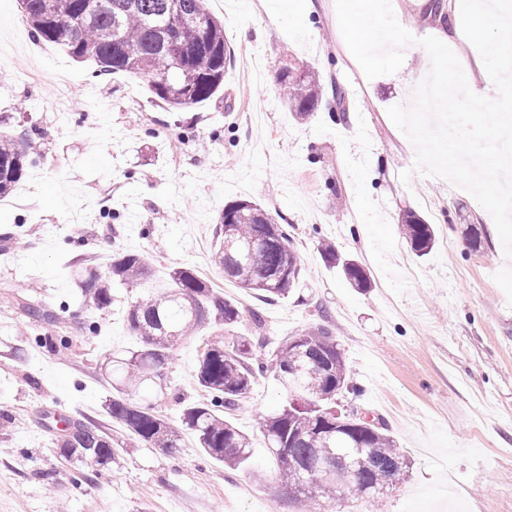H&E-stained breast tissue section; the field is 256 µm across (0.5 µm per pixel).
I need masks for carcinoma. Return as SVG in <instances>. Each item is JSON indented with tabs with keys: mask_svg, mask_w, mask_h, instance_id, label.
Masks as SVG:
<instances>
[{
	"mask_svg": "<svg viewBox=\"0 0 512 512\" xmlns=\"http://www.w3.org/2000/svg\"><path fill=\"white\" fill-rule=\"evenodd\" d=\"M23 20L33 34L62 46L75 61L93 63L95 73L129 74L172 110H184L212 99L224 85V68L231 50L224 41V24L206 7L207 0H18ZM279 95L295 115L304 117L323 99L324 82L311 66L285 65L280 71ZM32 138L0 128V198L9 196L27 165L35 162ZM400 232L418 255L435 241L423 219L408 214ZM214 267L224 278L267 301L285 299L301 283V259L288 225L280 224L258 201L242 199L225 204L216 228ZM326 262L341 267L346 279L365 289L370 280L353 259L336 248H322ZM151 276L150 264L135 253H117L104 271L81 268L76 279L90 307L112 304V281L137 286ZM169 289L139 298L128 306L127 321L142 347L112 355L106 378L112 399L107 413L132 441L174 455L182 448L181 433L162 415L157 389L180 341L203 324L219 333L205 344L196 371L206 401L183 410L184 426L196 445L224 466H251L253 442L224 416L249 394L255 379L274 370L292 399L260 417L265 446L280 460L274 488L298 497L329 501L342 512L345 490L358 499L377 503L382 488L400 476L407 462L383 422L360 413L336 409V396L359 392L350 383L345 355L334 332L325 324L286 338L272 359L263 352L264 321L249 314L251 335L234 334L242 313L190 268L169 272ZM68 458L106 465L112 460V441L98 429L76 425L62 444ZM356 455L360 463L342 489L322 480L310 489L314 464L341 455Z\"/></svg>",
	"mask_w": 512,
	"mask_h": 512,
	"instance_id": "obj_1",
	"label": "carcinoma"
}]
</instances>
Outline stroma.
I'll return each instance as SVG.
<instances>
[{
	"label": "stroma",
	"mask_w": 512,
	"mask_h": 512,
	"mask_svg": "<svg viewBox=\"0 0 512 512\" xmlns=\"http://www.w3.org/2000/svg\"><path fill=\"white\" fill-rule=\"evenodd\" d=\"M395 3L416 42L397 73L369 79L342 37L335 0H208L233 52L224 88L169 112L143 82L101 80L35 41L18 0H0V55L11 60L0 69V116L40 149L24 176L38 183L34 206L0 208V235L11 237L0 250V512H305L303 500L265 489L278 461L259 418L288 397L274 373L228 414L253 439L250 469L203 455L188 430L175 455L127 442L105 411L111 388L101 374L112 352L138 347L126 310L143 291L113 283L111 305L95 310L71 276L76 260L103 269L113 252L140 253L150 287L166 289L171 268L211 263L217 219L240 199L292 224L303 286L285 300L240 288L229 300L262 314L269 352L330 316L361 389L340 394L339 405L385 421L409 461L378 506L362 503L361 512H512V258L470 193L412 170L415 148L387 110L408 105L428 75L419 40L439 18L432 0ZM289 62L343 87L342 107L324 102L294 118L273 80ZM35 67L44 77L27 83ZM58 68L94 94L65 96ZM410 212L436 231L421 258L399 230ZM324 241L359 262L369 291L326 264ZM32 295L52 323L28 318L22 302ZM210 333L206 325L181 341L165 373L162 411L173 426L206 397L194 371ZM60 416L112 437V461L65 459Z\"/></svg>",
	"instance_id": "obj_1"
}]
</instances>
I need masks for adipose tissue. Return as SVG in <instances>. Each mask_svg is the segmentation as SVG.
<instances>
[{
    "label": "adipose tissue",
    "mask_w": 512,
    "mask_h": 512,
    "mask_svg": "<svg viewBox=\"0 0 512 512\" xmlns=\"http://www.w3.org/2000/svg\"><path fill=\"white\" fill-rule=\"evenodd\" d=\"M463 10L475 22L494 18L497 27L496 36L485 41L475 61L479 81L461 90L453 86L433 89L440 101L452 100L467 109L481 104L486 86L512 77V0H465Z\"/></svg>",
    "instance_id": "obj_1"
}]
</instances>
